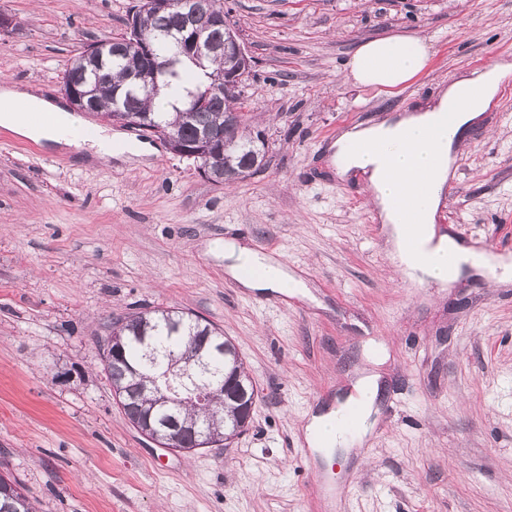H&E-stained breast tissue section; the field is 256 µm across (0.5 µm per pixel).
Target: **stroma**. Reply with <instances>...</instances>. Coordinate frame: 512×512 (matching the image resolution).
<instances>
[{
  "label": "stroma",
  "instance_id": "35a3bbf8",
  "mask_svg": "<svg viewBox=\"0 0 512 512\" xmlns=\"http://www.w3.org/2000/svg\"><path fill=\"white\" fill-rule=\"evenodd\" d=\"M134 0H0V80L65 101L93 39ZM253 59L244 100L267 166L215 185L162 141L88 158L0 127V474L38 512H512V272L408 282L387 231L330 146L348 128L429 104L442 83L512 64V0H224ZM425 38V70L394 94L357 86L363 40ZM437 233L512 263V95L467 133ZM275 246L304 286L245 288L213 242ZM158 307L235 343L256 387L225 448H161L124 416L102 362L110 320ZM377 378L361 445L299 465L312 410Z\"/></svg>",
  "mask_w": 512,
  "mask_h": 512
}]
</instances>
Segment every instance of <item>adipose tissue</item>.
Here are the masks:
<instances>
[{
	"label": "adipose tissue",
	"mask_w": 512,
	"mask_h": 512,
	"mask_svg": "<svg viewBox=\"0 0 512 512\" xmlns=\"http://www.w3.org/2000/svg\"><path fill=\"white\" fill-rule=\"evenodd\" d=\"M428 47L419 37L385 36L357 45L348 70L355 83L391 93L411 81L425 68ZM512 67L497 65L472 78L453 82L438 95V101L426 110H410L377 124L356 125L341 134L332 146V161L338 175L358 172L365 178L384 223L390 224L395 256L401 272L409 279L425 282H452L463 268L475 270L487 266L488 255L457 252L455 267H447L440 256L451 249L448 237H436L434 213L440 202L436 187L451 163L453 151L468 128L486 112L498 92L501 76ZM49 112L54 121L48 126L26 123L23 112ZM454 121H447V114ZM77 123L76 116L27 87L0 85V126L34 141L66 145ZM432 173L435 184L419 191L415 174ZM224 257L229 271L247 288L286 292L297 282L286 268L252 250L226 243ZM378 391L374 380L364 379L355 386L353 396L335 408L315 416L309 425L320 453L333 458L351 445L354 436L336 430L332 421L352 404H359L363 419H370Z\"/></svg>",
	"instance_id": "adipose-tissue-1"
}]
</instances>
